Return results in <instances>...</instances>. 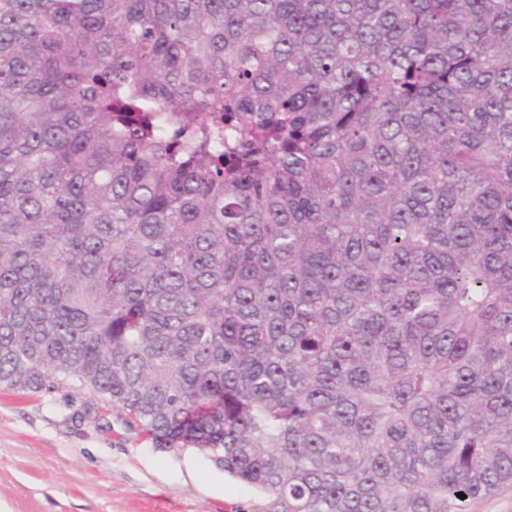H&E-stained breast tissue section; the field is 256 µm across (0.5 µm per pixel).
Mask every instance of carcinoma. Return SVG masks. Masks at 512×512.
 <instances>
[{"mask_svg":"<svg viewBox=\"0 0 512 512\" xmlns=\"http://www.w3.org/2000/svg\"><path fill=\"white\" fill-rule=\"evenodd\" d=\"M67 382L263 512L512 487V0H0V386Z\"/></svg>","mask_w":512,"mask_h":512,"instance_id":"carcinoma-1","label":"carcinoma"}]
</instances>
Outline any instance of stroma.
<instances>
[{
	"mask_svg": "<svg viewBox=\"0 0 512 512\" xmlns=\"http://www.w3.org/2000/svg\"><path fill=\"white\" fill-rule=\"evenodd\" d=\"M260 491L194 448H154L70 385L0 386V512H258Z\"/></svg>",
	"mask_w": 512,
	"mask_h": 512,
	"instance_id": "obj_1",
	"label": "stroma"
}]
</instances>
